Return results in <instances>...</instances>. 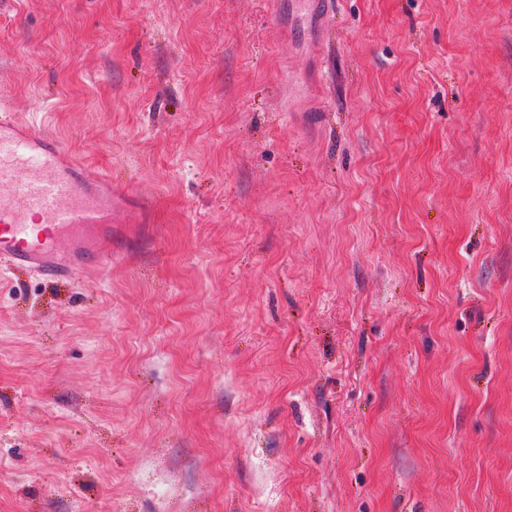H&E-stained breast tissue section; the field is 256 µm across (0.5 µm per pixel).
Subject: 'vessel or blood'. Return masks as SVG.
I'll return each mask as SVG.
<instances>
[{
  "label": "vessel or blood",
  "mask_w": 512,
  "mask_h": 512,
  "mask_svg": "<svg viewBox=\"0 0 512 512\" xmlns=\"http://www.w3.org/2000/svg\"><path fill=\"white\" fill-rule=\"evenodd\" d=\"M117 197L111 177L0 107V258L58 280L106 267Z\"/></svg>",
  "instance_id": "1"
}]
</instances>
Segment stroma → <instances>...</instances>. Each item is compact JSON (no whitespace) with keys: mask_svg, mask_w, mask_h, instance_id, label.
I'll use <instances>...</instances> for the list:
<instances>
[{"mask_svg":"<svg viewBox=\"0 0 512 512\" xmlns=\"http://www.w3.org/2000/svg\"><path fill=\"white\" fill-rule=\"evenodd\" d=\"M0 0V103L139 202L0 263V512H512V0Z\"/></svg>","mask_w":512,"mask_h":512,"instance_id":"1","label":"stroma"}]
</instances>
